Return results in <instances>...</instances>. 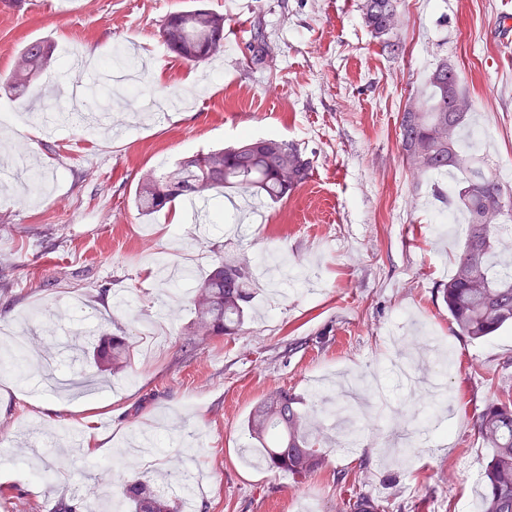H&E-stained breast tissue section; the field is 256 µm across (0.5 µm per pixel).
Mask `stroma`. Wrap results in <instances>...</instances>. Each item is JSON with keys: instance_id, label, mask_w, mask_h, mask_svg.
Listing matches in <instances>:
<instances>
[{"instance_id": "obj_1", "label": "stroma", "mask_w": 512, "mask_h": 512, "mask_svg": "<svg viewBox=\"0 0 512 512\" xmlns=\"http://www.w3.org/2000/svg\"><path fill=\"white\" fill-rule=\"evenodd\" d=\"M362 2L74 0L62 13L56 0H0V109H25L7 84L20 50L56 44L33 85L50 103L40 135L0 129V330L30 347L27 361H0V507L124 512L127 481L173 494L169 472L188 465L191 512H349L359 493L383 512H478L490 450L474 422L512 386V328L486 341L454 332L439 289L465 228L435 221L448 208L435 192L452 179L413 177L398 122L448 61L473 104L463 149L512 188V0H399L396 56L365 27ZM196 3L224 15L223 54L199 64L160 36L168 14ZM257 23L272 55L248 65ZM90 46L96 64L77 65ZM119 51L141 75L132 97L109 79ZM246 131L295 143L308 181L262 201L255 220L228 206L202 228L180 201L136 210L144 174ZM227 252L252 270L284 255L289 276L257 274L237 335L190 337L191 288L161 280L156 262L199 274ZM414 317L446 354L445 439L409 424L414 396L384 371L393 329ZM97 328L133 336L130 365L97 389L44 390L35 363L68 337L86 334L85 352L59 359L60 372L98 373ZM349 377L364 382L355 447L331 435L326 466L299 480L241 454L242 423L265 395L288 390L318 421Z\"/></svg>"}]
</instances>
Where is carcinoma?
I'll return each instance as SVG.
<instances>
[{"instance_id": "cac0c4a2", "label": "carcinoma", "mask_w": 512, "mask_h": 512, "mask_svg": "<svg viewBox=\"0 0 512 512\" xmlns=\"http://www.w3.org/2000/svg\"><path fill=\"white\" fill-rule=\"evenodd\" d=\"M397 12V0H363L362 19L372 36L390 52L388 18ZM161 34L167 48L179 57L200 63L224 51V14L194 8L169 14ZM248 50L251 60L263 63L272 55L262 24L254 25ZM54 44L38 40L21 49L7 77L23 95L35 75L52 59ZM454 98L467 100L459 77L448 62L431 73L423 98L402 112L399 143L403 160L420 179L433 172L457 171L454 198L467 218L464 248L453 261L448 283L439 289L448 319L460 336L488 340L512 327V265L496 259L502 232L509 225L501 217L512 213V193L499 178L475 166L473 156L460 146L468 113L452 111ZM311 162L294 143L275 134L245 136L237 143L183 158L160 175H144L134 195L136 209L151 216L181 198L206 199L224 190L250 193L272 202L287 198L306 182ZM191 298L193 336L237 334L251 298L249 273L237 257L227 254L200 275ZM103 364L116 372L130 363L129 337L112 336L97 349ZM476 426L488 448L490 460L481 493L482 512H512V392L488 403L477 415ZM248 443L242 452L261 458L262 468L298 478L322 469L328 453L310 440V425L299 399L285 389L269 394L249 414L244 424ZM133 512H178L179 500L159 492L147 480L134 479L122 492Z\"/></svg>"}]
</instances>
